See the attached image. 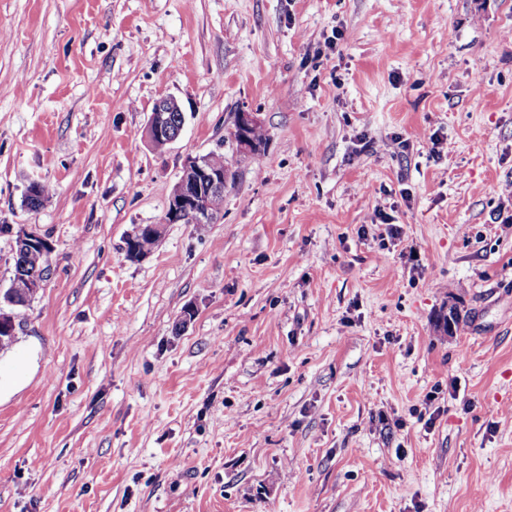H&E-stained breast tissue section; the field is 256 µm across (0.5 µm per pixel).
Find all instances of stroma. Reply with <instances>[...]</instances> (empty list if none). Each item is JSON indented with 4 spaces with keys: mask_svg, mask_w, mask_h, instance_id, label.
<instances>
[{
    "mask_svg": "<svg viewBox=\"0 0 512 512\" xmlns=\"http://www.w3.org/2000/svg\"><path fill=\"white\" fill-rule=\"evenodd\" d=\"M510 181L512 0H0V512H512ZM170 112H181V122L176 128L172 127ZM184 124L185 115L177 99L174 96H165L154 104L145 127V135L155 147L161 148L179 138ZM260 126V119L254 112H239L235 115L234 127L232 130V144L235 147V153L239 157L253 155L260 151L263 134L260 128L253 131V139L250 130ZM223 169L213 167L211 163ZM234 177L232 167L225 161L223 153L211 152L208 155L190 156L184 162L182 174L169 198L163 224H188L209 222L207 213L200 209L202 198L207 195H222L224 187ZM186 221L188 223H186ZM163 224H143L142 229L156 240L160 239ZM50 248L51 246L47 239L34 228H23L17 234L14 241V254L34 253L35 250L45 253ZM42 253H37L23 259L30 271L35 269L40 273L47 271L50 250L45 254ZM19 264H20L19 258L14 256V275L11 280V284L8 289L9 291H8L7 295H5V293L3 294V302H4V299L9 300L10 302H8V304L12 305V306H16V307L17 306H26L27 303H25V304L17 303L16 299L13 302H11L13 300V298H17L18 302H30L32 300V298L34 297L31 293L30 288H32L33 294L36 295L43 288V282H44V278H33L28 285V282L24 278L18 277L19 273H18L17 269L19 268Z\"/></svg>",
    "mask_w": 512,
    "mask_h": 512,
    "instance_id": "35a3bbf8",
    "label": "stroma"
}]
</instances>
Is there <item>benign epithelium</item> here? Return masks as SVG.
Masks as SVG:
<instances>
[{"mask_svg":"<svg viewBox=\"0 0 512 512\" xmlns=\"http://www.w3.org/2000/svg\"><path fill=\"white\" fill-rule=\"evenodd\" d=\"M179 111L180 105L173 96H165L156 101L145 127V135L155 147L167 146L179 138L183 125L174 128L170 121V113ZM258 126L260 119L255 112H239L235 115L232 144L237 156L245 157L260 151L261 142L253 139L250 133L251 129ZM233 177L234 171L227 163L220 169L211 165L207 155L188 157L169 198L163 223L144 225L142 229L158 240L165 224H179L188 220L193 223L210 221L208 214L200 209L202 198L224 194V187ZM49 248L47 239L34 228L22 229L14 241V252L17 254L36 250L44 253Z\"/></svg>","mask_w":512,"mask_h":512,"instance_id":"obj_1","label":"benign epithelium"}]
</instances>
